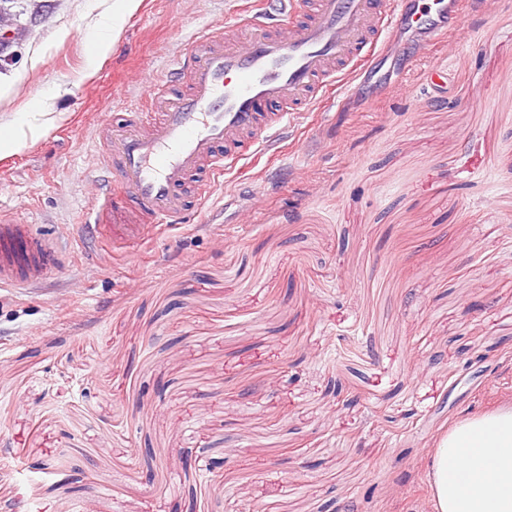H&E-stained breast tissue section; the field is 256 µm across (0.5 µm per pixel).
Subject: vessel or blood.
<instances>
[{
  "mask_svg": "<svg viewBox=\"0 0 512 512\" xmlns=\"http://www.w3.org/2000/svg\"><path fill=\"white\" fill-rule=\"evenodd\" d=\"M250 37L210 28L189 41L187 89L150 88V109L105 126V154L83 208L104 249L157 236L211 197L221 177L276 146L302 112L354 95L376 55L416 41L417 57L467 39L469 0H226ZM51 237L0 214V288L49 277Z\"/></svg>",
  "mask_w": 512,
  "mask_h": 512,
  "instance_id": "1",
  "label": "vessel or blood"
}]
</instances>
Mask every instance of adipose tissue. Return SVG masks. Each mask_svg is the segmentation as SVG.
Wrapping results in <instances>:
<instances>
[{"label":"adipose tissue","instance_id":"obj_1","mask_svg":"<svg viewBox=\"0 0 512 512\" xmlns=\"http://www.w3.org/2000/svg\"><path fill=\"white\" fill-rule=\"evenodd\" d=\"M435 512H512V408L455 423L430 453Z\"/></svg>","mask_w":512,"mask_h":512}]
</instances>
